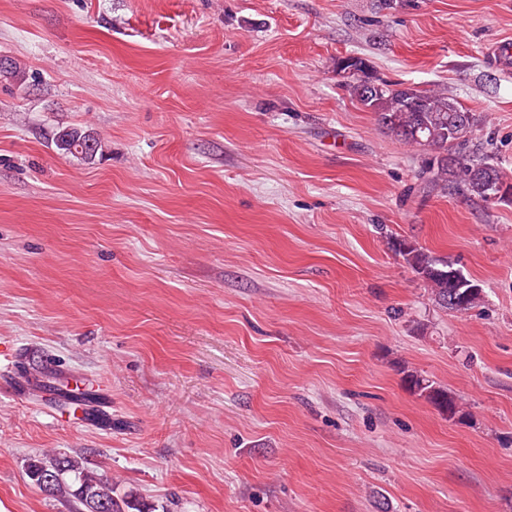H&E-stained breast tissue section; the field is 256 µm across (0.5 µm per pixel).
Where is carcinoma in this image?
<instances>
[{
	"label": "carcinoma",
	"mask_w": 512,
	"mask_h": 512,
	"mask_svg": "<svg viewBox=\"0 0 512 512\" xmlns=\"http://www.w3.org/2000/svg\"><path fill=\"white\" fill-rule=\"evenodd\" d=\"M336 70L352 71L345 86L350 96L373 112L378 124L404 145L424 154L419 171L421 189L453 188L483 201L512 200V184L504 179L497 163L480 151L469 149L476 124L474 113L448 95L405 83H391L369 73L365 61L347 56L337 60ZM0 77L21 82L25 72L5 59ZM56 148L65 154L91 158L102 150V140L92 132L61 128L53 135ZM394 250L421 278L438 307L466 314L481 306L483 288L464 275L456 263L437 256L416 242L397 239ZM405 382L419 397L450 420L463 416L458 398L422 374L407 370ZM26 473L37 488L49 496H63L74 503V512H150L133 492L114 496L113 483L95 470L92 460L71 457L52 449L29 461Z\"/></svg>",
	"instance_id": "carcinoma-1"
}]
</instances>
